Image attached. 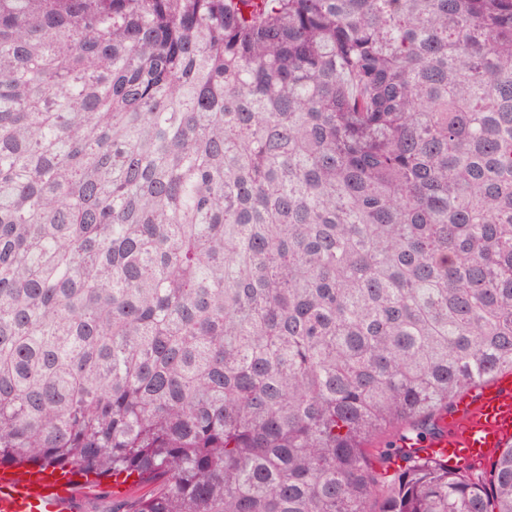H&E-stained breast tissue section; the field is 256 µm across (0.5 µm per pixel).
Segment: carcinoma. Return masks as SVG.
Here are the masks:
<instances>
[{
    "mask_svg": "<svg viewBox=\"0 0 512 512\" xmlns=\"http://www.w3.org/2000/svg\"><path fill=\"white\" fill-rule=\"evenodd\" d=\"M251 2L0 0V467L512 512L414 448L512 371V0Z\"/></svg>",
    "mask_w": 512,
    "mask_h": 512,
    "instance_id": "carcinoma-1",
    "label": "carcinoma"
}]
</instances>
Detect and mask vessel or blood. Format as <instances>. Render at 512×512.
Segmentation results:
<instances>
[{
    "label": "vessel or blood",
    "instance_id": "vessel-or-blood-1",
    "mask_svg": "<svg viewBox=\"0 0 512 512\" xmlns=\"http://www.w3.org/2000/svg\"><path fill=\"white\" fill-rule=\"evenodd\" d=\"M440 431L421 445L422 455L463 464L486 461L512 443V374L480 385L461 397ZM77 482L47 469L34 478L0 474V512H72Z\"/></svg>",
    "mask_w": 512,
    "mask_h": 512
}]
</instances>
